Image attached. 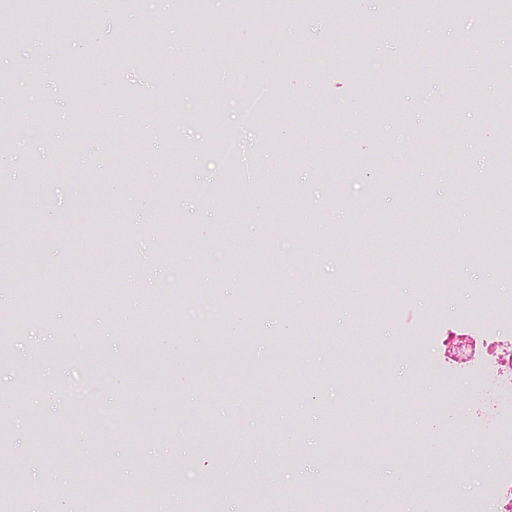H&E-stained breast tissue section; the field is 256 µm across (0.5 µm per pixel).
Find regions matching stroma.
<instances>
[{
    "label": "stroma",
    "instance_id": "obj_1",
    "mask_svg": "<svg viewBox=\"0 0 512 512\" xmlns=\"http://www.w3.org/2000/svg\"><path fill=\"white\" fill-rule=\"evenodd\" d=\"M57 25L38 22L10 35L0 16V71L41 61L29 112L52 121L42 138H13L29 112L0 124V184L20 201L0 212V250L23 253L25 275L0 267L14 330L0 331V500L15 512H242L251 496L260 512H298L300 492L317 482L318 505L333 512L335 479L404 473L426 503L439 479L465 498L470 485L512 465V446L490 419L470 422L486 382L446 340L488 353L512 337V258L496 247L512 236V211L491 209L512 184L493 166L512 154V127L489 130L478 116L503 104L492 66L504 60L502 36L512 11L473 10L459 0L441 13L431 0L405 10L381 0H338L334 8L290 17L263 40L267 7L241 14L213 0L188 18L138 0L131 13L108 10L83 22L79 0H44ZM222 24L215 50L196 43L201 26ZM160 54L168 83L132 66L130 50ZM295 68L281 67L283 55ZM410 57L380 86L368 61ZM236 67L268 87L265 111L277 133L266 151L261 127L239 125L221 96L202 101L198 80L223 86ZM481 70L477 97L455 96L447 68ZM96 83L87 99L88 83ZM145 97L139 119L114 115L113 85ZM211 125L197 121L203 108ZM89 112L95 134L76 115ZM171 113L168 124L156 113ZM236 130L237 164L213 157L211 128ZM448 160H436L439 143ZM398 170L383 192L379 159ZM142 187L128 194L129 183ZM166 206L171 223L159 221ZM224 227L222 240L210 236ZM262 246L264 272L277 282L261 309H248L227 282L257 284L246 260ZM123 255L111 266V254ZM181 268L189 289H171ZM44 283L21 298L20 279ZM361 282L374 288L389 317L341 296ZM120 300H113V293ZM335 302H328L329 293ZM201 297L224 310L220 330L189 318ZM166 304L177 329L154 316ZM317 314L318 332L303 317ZM108 386L71 400L89 375ZM122 417L123 432L102 423ZM461 420L471 457L448 451V417ZM427 436L424 450L395 455L388 429L345 451L322 434L330 417ZM210 461L214 491L201 496L185 478Z\"/></svg>",
    "mask_w": 512,
    "mask_h": 512
}]
</instances>
